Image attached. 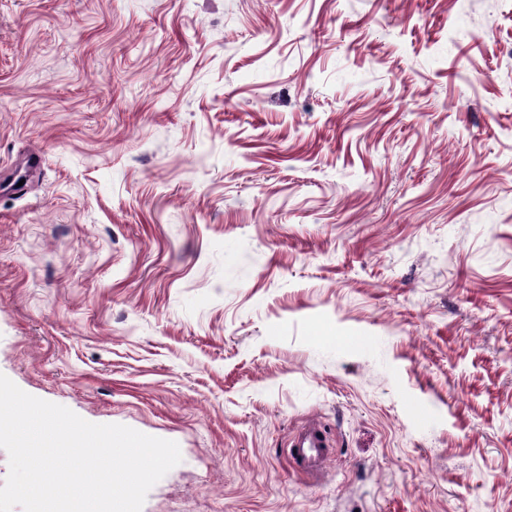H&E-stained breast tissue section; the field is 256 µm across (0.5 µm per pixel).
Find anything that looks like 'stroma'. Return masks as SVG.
<instances>
[{
  "label": "stroma",
  "mask_w": 512,
  "mask_h": 512,
  "mask_svg": "<svg viewBox=\"0 0 512 512\" xmlns=\"http://www.w3.org/2000/svg\"><path fill=\"white\" fill-rule=\"evenodd\" d=\"M0 373L142 512H512V0H0ZM289 458L294 469L318 472L327 462L326 448L330 441L320 422L311 421L298 429L289 439Z\"/></svg>",
  "instance_id": "obj_1"
}]
</instances>
